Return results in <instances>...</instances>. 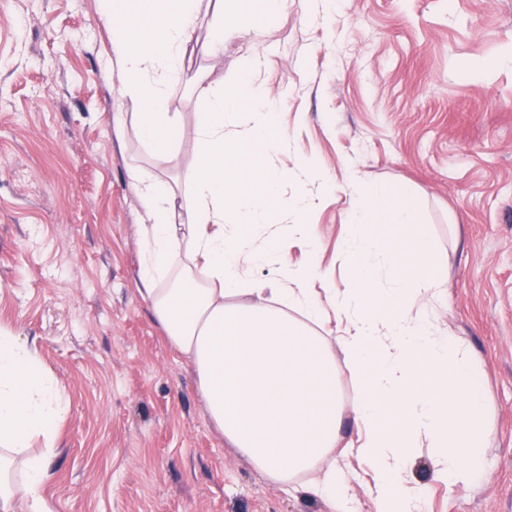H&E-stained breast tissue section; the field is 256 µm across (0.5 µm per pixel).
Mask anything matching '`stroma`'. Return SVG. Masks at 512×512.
Masks as SVG:
<instances>
[{
    "label": "stroma",
    "mask_w": 512,
    "mask_h": 512,
    "mask_svg": "<svg viewBox=\"0 0 512 512\" xmlns=\"http://www.w3.org/2000/svg\"><path fill=\"white\" fill-rule=\"evenodd\" d=\"M111 30L98 0H0V329L36 349L64 390L55 449L44 455L51 512H331L276 483L224 444L191 367L137 291L141 210L128 170L155 161L117 138L118 79L104 67ZM275 103L287 153L334 183L309 220L336 288L353 287L339 251L348 183L407 187L448 273L436 309L478 371L495 437L484 477L436 479L417 449L400 486L425 512H512V0H287L255 10L220 57L194 55L171 109L193 125L198 77L232 88L246 54ZM355 388L338 375L336 464L357 512H374L373 469L351 448Z\"/></svg>",
    "instance_id": "35a3bbf8"
}]
</instances>
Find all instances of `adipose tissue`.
I'll list each match as a JSON object with an SVG mask.
<instances>
[{"label": "adipose tissue", "mask_w": 512, "mask_h": 512, "mask_svg": "<svg viewBox=\"0 0 512 512\" xmlns=\"http://www.w3.org/2000/svg\"><path fill=\"white\" fill-rule=\"evenodd\" d=\"M275 16L283 0H157L153 20L132 16L131 0H99L112 26L106 67L116 73L120 101H149L147 110L113 114L117 134L133 131L160 166L171 147L192 134L197 163L185 185L166 184L141 168L130 185L147 222L141 225L138 291L178 354L191 364L207 415L224 442L269 479L288 483L314 472L305 486L333 512H356L345 471H319L336 451L341 417L336 360L321 336L327 314L346 320L340 339L345 367L358 386L354 422L358 456L376 465L374 512H419L398 479L417 448L432 449L436 477L455 485L479 482L484 450L494 438L476 386L470 351L442 335L430 309L446 279L426 225L407 190L391 200L380 186L351 183V222L340 261L354 287L336 289L317 256L302 266L281 264L278 279L249 278L245 267L265 264L296 241H312L305 217L316 206L312 187L330 186L316 161L298 164L309 191H280L286 171L257 168L255 159L282 148L266 99L255 93L247 59L238 90L199 80L202 112L185 129L171 109L172 90L198 29L206 52L220 56L224 35L242 25L255 2ZM261 182L262 193L250 186ZM271 225L263 249L248 227ZM322 281L323 292L313 284ZM63 391L42 369L36 351L0 330V466L33 437L53 450ZM20 485L0 478V512H50L43 495V457L22 459Z\"/></svg>", "instance_id": "adipose-tissue-1"}]
</instances>
